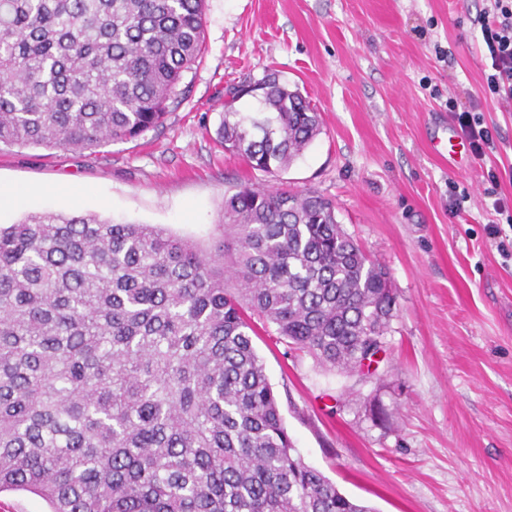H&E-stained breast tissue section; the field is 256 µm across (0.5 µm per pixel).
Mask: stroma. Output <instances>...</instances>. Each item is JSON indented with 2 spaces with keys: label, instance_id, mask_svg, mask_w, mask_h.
Returning <instances> with one entry per match:
<instances>
[{
  "label": "stroma",
  "instance_id": "35a3bbf8",
  "mask_svg": "<svg viewBox=\"0 0 512 512\" xmlns=\"http://www.w3.org/2000/svg\"><path fill=\"white\" fill-rule=\"evenodd\" d=\"M489 0H206L205 52L163 125L87 149L0 147V224L42 210L162 226L208 247L236 185L311 190L390 272L386 354L319 365L265 330L263 359L305 462L377 512H512V224L483 200L512 164V112L482 94ZM278 73L321 115L289 167L250 168L216 140L233 87ZM497 126V150L449 172L432 140L449 101ZM467 191L461 212L452 189Z\"/></svg>",
  "mask_w": 512,
  "mask_h": 512
}]
</instances>
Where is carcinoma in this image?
<instances>
[{
	"label": "carcinoma",
	"instance_id": "obj_1",
	"mask_svg": "<svg viewBox=\"0 0 512 512\" xmlns=\"http://www.w3.org/2000/svg\"><path fill=\"white\" fill-rule=\"evenodd\" d=\"M205 0H0V145L84 149L162 124L200 60ZM224 149L289 166L321 133L267 73ZM203 249L151 224L30 212L0 225V494L48 512H375L307 465L253 318L318 364L384 351L390 273L314 191L224 196Z\"/></svg>",
	"mask_w": 512,
	"mask_h": 512
}]
</instances>
